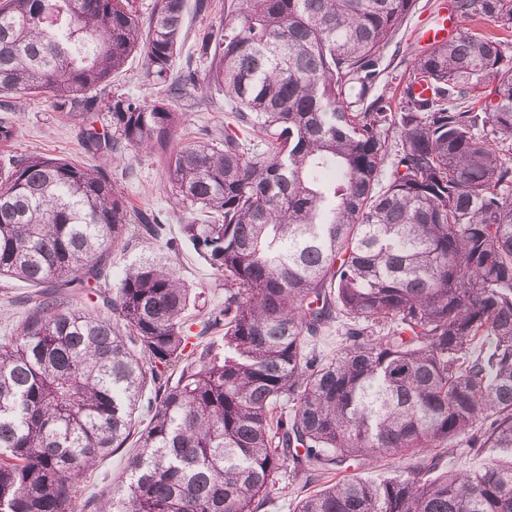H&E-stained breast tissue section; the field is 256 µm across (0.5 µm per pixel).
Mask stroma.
<instances>
[{"instance_id":"obj_1","label":"stroma","mask_w":512,"mask_h":512,"mask_svg":"<svg viewBox=\"0 0 512 512\" xmlns=\"http://www.w3.org/2000/svg\"><path fill=\"white\" fill-rule=\"evenodd\" d=\"M208 12L195 11V0H186L183 34L177 68L199 64L196 48L199 40L211 27L218 25L224 16V0H209ZM442 0H417L413 11L403 20L392 43L380 54V74L369 94L370 99L396 101L407 79L409 63L422 47L415 31L432 22ZM17 123V136L10 146L0 145V162L28 154H45L68 158L77 162H91L81 144L83 122L67 117L54 108L47 96H28L12 100ZM233 104L223 94L211 92L200 104L186 109L177 136L188 139L203 129H223L233 120ZM101 168L115 181L125 195L131 211L152 209L160 212L170 228H177L190 215L176 210L166 182V164L163 153L126 151L117 162L101 161ZM178 271L190 288L199 295L202 303L213 306L224 300V290L219 287L212 270L193 252L184 249ZM29 291L23 282H13L11 288L0 289V336L13 334L21 321L30 313L31 305L25 297ZM128 449H120L100 461L80 478L86 497L102 504L110 499L113 483L126 466Z\"/></svg>"}]
</instances>
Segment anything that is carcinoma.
Masks as SVG:
<instances>
[{"label":"carcinoma","instance_id":"cac0c4a2","mask_svg":"<svg viewBox=\"0 0 512 512\" xmlns=\"http://www.w3.org/2000/svg\"><path fill=\"white\" fill-rule=\"evenodd\" d=\"M416 0H226L176 70L185 0H0V97L45 93L85 117L128 58L154 100L112 94L96 157L166 154L162 238L129 223L98 166L30 154L0 168V278L86 288L103 318L44 298L0 338V512H90L81 475L125 447L107 512H260L285 474L315 482L359 457L423 453L347 478L293 512H512V66L477 27L414 56L397 111L366 95ZM512 33V0H450ZM424 82V98L412 86ZM235 125L175 144L205 90ZM264 150L248 152L242 134ZM17 134L0 102V143ZM395 153L388 178V142ZM156 242L105 272L113 247ZM189 246L224 301L195 315ZM199 330H194V327ZM473 469L441 470L436 448Z\"/></svg>","mask_w":512,"mask_h":512}]
</instances>
